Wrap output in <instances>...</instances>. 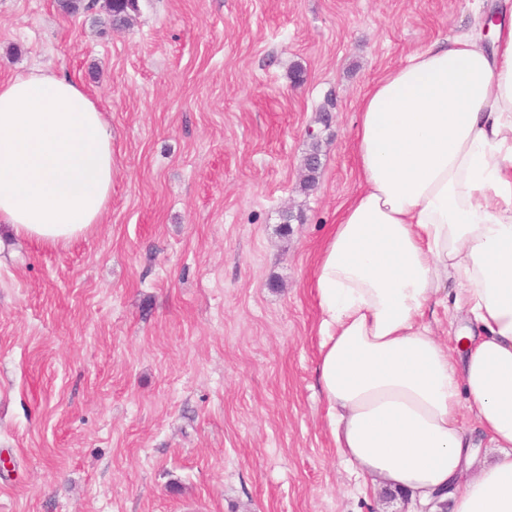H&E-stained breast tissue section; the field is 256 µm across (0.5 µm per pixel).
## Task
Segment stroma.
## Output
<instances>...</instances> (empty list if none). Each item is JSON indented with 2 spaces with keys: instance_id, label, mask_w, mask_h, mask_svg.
I'll return each mask as SVG.
<instances>
[{
  "instance_id": "1",
  "label": "stroma",
  "mask_w": 512,
  "mask_h": 512,
  "mask_svg": "<svg viewBox=\"0 0 512 512\" xmlns=\"http://www.w3.org/2000/svg\"><path fill=\"white\" fill-rule=\"evenodd\" d=\"M505 7L0 0V77L69 75L112 130L102 224L0 253V512H416L337 457L314 268L366 86ZM138 2L139 0H112V3L106 6L112 26L126 27L130 22L131 13L138 12Z\"/></svg>"
}]
</instances>
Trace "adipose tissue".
<instances>
[{"mask_svg":"<svg viewBox=\"0 0 512 512\" xmlns=\"http://www.w3.org/2000/svg\"><path fill=\"white\" fill-rule=\"evenodd\" d=\"M358 190L315 268L317 381L336 452L359 478L452 512H512V16L491 46L436 41L366 88ZM112 197V130L71 78L0 81V224L52 247L88 235ZM456 284L453 357L425 320ZM490 460L475 463L461 414Z\"/></svg>","mask_w":512,"mask_h":512,"instance_id":"ef3b65f1","label":"adipose tissue"}]
</instances>
